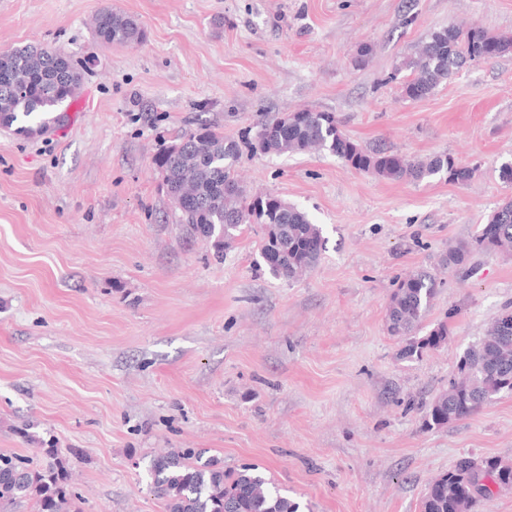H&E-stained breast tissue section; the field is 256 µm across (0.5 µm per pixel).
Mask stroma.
Wrapping results in <instances>:
<instances>
[{
    "instance_id": "35a3bbf8",
    "label": "stroma",
    "mask_w": 512,
    "mask_h": 512,
    "mask_svg": "<svg viewBox=\"0 0 512 512\" xmlns=\"http://www.w3.org/2000/svg\"><path fill=\"white\" fill-rule=\"evenodd\" d=\"M143 40L104 46V8ZM512 36V0H0V51L94 57L83 120L24 138L0 128V453L66 458L81 512H164L138 459L201 448L255 463L301 512H420L460 458L512 461V395L427 428L462 353L512 303V255L444 268L512 199V53L466 63L412 100L390 74L448 26ZM373 49L356 65L359 47ZM329 112L362 147L452 156L448 179L384 180L327 153L251 151L259 121ZM207 126L236 141L238 173L323 228L300 280L259 267L262 231L223 252L179 220L154 159ZM444 286L423 323L452 334L397 356V276Z\"/></svg>"
}]
</instances>
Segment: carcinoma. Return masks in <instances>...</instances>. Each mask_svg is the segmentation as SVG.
Here are the masks:
<instances>
[{
    "label": "carcinoma",
    "mask_w": 512,
    "mask_h": 512,
    "mask_svg": "<svg viewBox=\"0 0 512 512\" xmlns=\"http://www.w3.org/2000/svg\"><path fill=\"white\" fill-rule=\"evenodd\" d=\"M94 34L107 45H128L142 40L140 22L127 14L105 10L95 19ZM512 52V38L489 36L484 31L457 26L433 32L417 52L395 67L392 76L409 71L403 92L410 99L430 95L466 62L488 60ZM81 73L70 57L34 45H18L0 53V127L34 136L53 120V113L73 98ZM255 142L265 154L327 151L355 170L386 180H423L445 176L464 184L476 169L459 166L449 155L410 161L396 154L369 152L350 139L336 116L300 110L284 125L278 118L258 123ZM177 154L166 148L154 163L167 192L179 202L180 221L189 232L212 242L217 252L230 243L245 224L263 231L260 257L275 277H300L319 259L325 238L307 214L268 194L251 198L236 176L238 143L207 127L185 134ZM512 251V200L499 205L481 233L470 243L448 249L444 263L467 269L472 255L482 251ZM442 285L436 274L418 270L396 282L386 310L390 335L403 341L400 356L421 357L448 342L446 321L416 337ZM512 324V307L495 315L484 336L456 363L455 373L428 408V424L442 428L470 417L504 394H512V339L500 338L498 326ZM44 452L53 458L37 467L27 458L0 454V512H13L28 501L38 512H74L80 495L71 483V471L56 448ZM144 466L147 485L162 500L165 512H300V504L281 493L273 480L255 464L224 467V461L204 450L176 448L135 466ZM512 489V462L498 457L464 458L455 468L429 484L420 512H475L491 498V486Z\"/></svg>",
    "instance_id": "obj_1"
}]
</instances>
